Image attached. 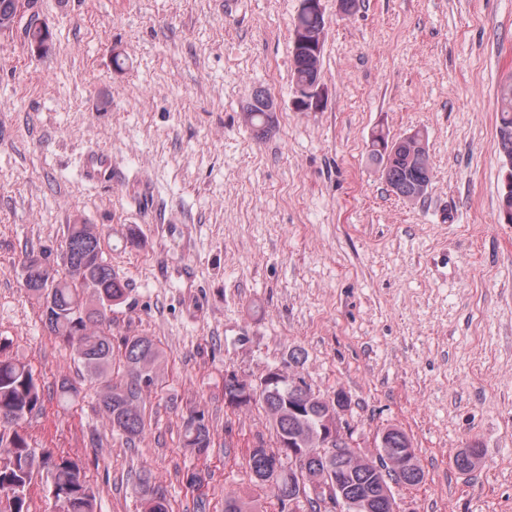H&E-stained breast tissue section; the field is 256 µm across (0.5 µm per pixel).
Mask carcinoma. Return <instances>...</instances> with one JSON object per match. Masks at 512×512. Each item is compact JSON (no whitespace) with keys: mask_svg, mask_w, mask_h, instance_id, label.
<instances>
[{"mask_svg":"<svg viewBox=\"0 0 512 512\" xmlns=\"http://www.w3.org/2000/svg\"><path fill=\"white\" fill-rule=\"evenodd\" d=\"M35 5L36 0H0V32L13 29L25 14L29 15L25 32H30L38 21ZM298 29L310 36L325 32L324 14L301 11L292 24V30ZM292 56V84L321 82L322 55L294 46ZM497 102L496 150L503 159L512 160V74L498 85ZM272 108L270 97L263 92L243 107L245 122L259 137L270 134L276 126ZM414 136L415 141L402 136L394 139L379 129L368 143V161L379 168L391 191L408 202L422 199L431 182L427 132L416 129ZM101 237L94 224H69L64 271L51 263L46 251L26 250L18 257V265L28 276L29 294L41 306L45 329L69 349L82 377L93 384L112 433L134 447L149 430L146 398L159 385L165 353L150 336H126L119 345H113L112 308L125 301L126 284L112 272V264L101 250ZM6 347L0 343V512H31V490L39 482L46 485L58 512H97L95 489L79 461L31 444L25 422L43 412V392L32 367L6 353ZM294 384L295 376L282 369L277 374L268 371L250 385L252 393L247 396L241 391L238 376L224 381V393L236 400L237 407L257 403L265 414L273 443H267L264 434H257L256 447L246 455V468L251 482L277 500L280 512H295L285 500L288 468L283 462L275 466L281 441L293 439L295 447L314 456L309 466L324 472L325 463L318 458L321 429L337 424L339 409L349 406L345 394L336 400L308 387L296 390ZM55 394L58 400L69 402L78 399L80 389L64 378ZM382 435L392 448L412 447L409 437L398 428L386 429ZM181 445L194 456H204L214 447V435L203 411L193 408L181 418ZM346 465L355 488L364 493L377 490L379 474L368 468L361 448H352ZM208 479L209 473L189 469L182 482L197 490ZM136 493L142 512H172L170 499L151 472L136 474ZM222 512H258V508L254 501L230 490L224 492Z\"/></svg>","mask_w":512,"mask_h":512,"instance_id":"1","label":"carcinoma"}]
</instances>
